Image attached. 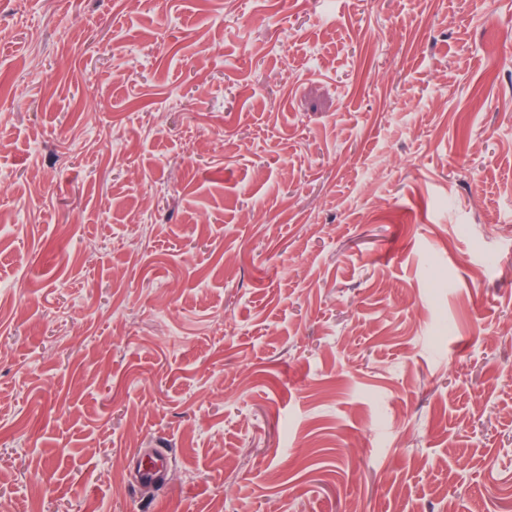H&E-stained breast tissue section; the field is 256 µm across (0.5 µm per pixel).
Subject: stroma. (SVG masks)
Segmentation results:
<instances>
[{
	"label": "stroma",
	"mask_w": 512,
	"mask_h": 512,
	"mask_svg": "<svg viewBox=\"0 0 512 512\" xmlns=\"http://www.w3.org/2000/svg\"><path fill=\"white\" fill-rule=\"evenodd\" d=\"M509 325L512 0H0V512H512ZM170 470L169 456L164 448H150L134 463V483L137 487L159 490L164 487Z\"/></svg>",
	"instance_id": "stroma-1"
}]
</instances>
